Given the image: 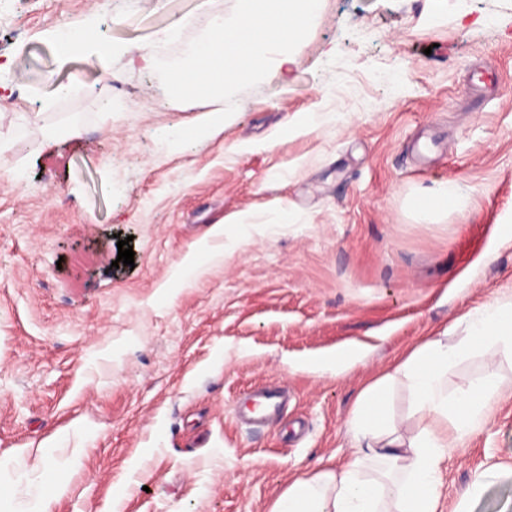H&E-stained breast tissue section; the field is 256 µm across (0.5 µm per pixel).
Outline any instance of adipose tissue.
Wrapping results in <instances>:
<instances>
[{
  "instance_id": "adipose-tissue-1",
  "label": "adipose tissue",
  "mask_w": 512,
  "mask_h": 512,
  "mask_svg": "<svg viewBox=\"0 0 512 512\" xmlns=\"http://www.w3.org/2000/svg\"><path fill=\"white\" fill-rule=\"evenodd\" d=\"M447 330L459 332L457 342L425 341L358 392L347 421L354 445L350 458L295 478L272 512H439L449 450L486 423L492 401L507 387L490 373L452 392L448 368L468 350L489 344L512 357V301L466 313ZM399 378L418 416L417 429L408 437L389 417L390 387Z\"/></svg>"
}]
</instances>
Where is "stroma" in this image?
Segmentation results:
<instances>
[{"label":"stroma","instance_id":"1","mask_svg":"<svg viewBox=\"0 0 512 512\" xmlns=\"http://www.w3.org/2000/svg\"><path fill=\"white\" fill-rule=\"evenodd\" d=\"M234 5L0 0V512L48 478L47 512H271L351 453L363 386L512 298V0H464L461 20L427 0H325L293 74L271 68L228 120L166 147L221 105L170 99L124 48L170 29L159 54L180 56L193 18ZM61 15L97 29L108 67L61 63ZM446 181L461 211L414 209ZM341 350L361 359L337 373ZM490 370L512 380L489 347L448 386ZM272 385L288 391L276 424L237 419ZM441 510L512 512V394L452 452Z\"/></svg>","mask_w":512,"mask_h":512}]
</instances>
